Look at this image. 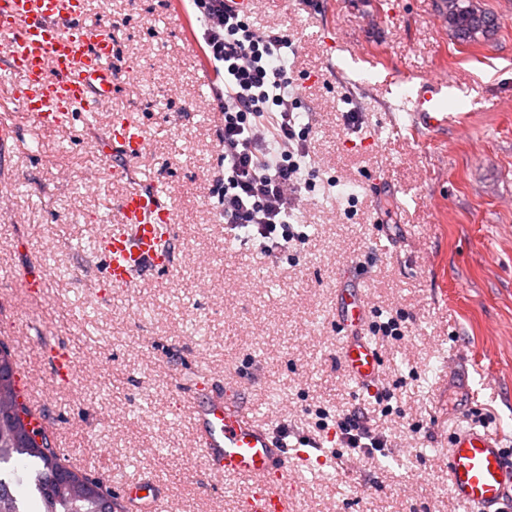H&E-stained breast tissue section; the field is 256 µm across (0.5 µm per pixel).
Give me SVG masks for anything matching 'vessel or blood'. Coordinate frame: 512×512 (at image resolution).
<instances>
[{
    "mask_svg": "<svg viewBox=\"0 0 512 512\" xmlns=\"http://www.w3.org/2000/svg\"><path fill=\"white\" fill-rule=\"evenodd\" d=\"M83 0H0V66L22 78L17 111L37 125L62 128L87 119L102 100L111 98L116 80L112 67L115 43L109 30L83 20ZM454 85L425 79L406 98L413 127L433 134L445 129ZM111 138L127 160L141 157L148 143L140 129L115 120ZM122 222L106 241V279L129 287L169 263L161 228L170 227L171 212L154 191L127 190L119 200ZM336 330L342 336L337 359L357 390L371 389L378 378L380 355L367 334V316L355 288L340 289ZM198 450L209 476L240 479L252 487L245 512H294L288 479L297 466L332 467L333 450L323 441L297 438L292 463L281 461L284 441L262 424L240 395L225 390L223 400H194ZM448 491L469 512H505L512 503V459L499 438L473 426L459 428L448 449ZM118 503L126 512H163L153 484L132 479Z\"/></svg>",
    "mask_w": 512,
    "mask_h": 512,
    "instance_id": "b4317fda",
    "label": "vessel or blood"
}]
</instances>
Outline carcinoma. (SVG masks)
I'll list each match as a JSON object with an SVG mask.
<instances>
[{"instance_id":"carcinoma-1","label":"carcinoma","mask_w":512,"mask_h":512,"mask_svg":"<svg viewBox=\"0 0 512 512\" xmlns=\"http://www.w3.org/2000/svg\"><path fill=\"white\" fill-rule=\"evenodd\" d=\"M456 14L449 25L455 38L464 43L488 36L497 29L494 16L474 9L470 0H454ZM19 391L14 361L0 345V512H30L44 506V512H115L112 496L99 483L80 477L62 464V458L44 429L26 421V407H16ZM29 459V495L12 488L8 465L14 456Z\"/></svg>"}]
</instances>
